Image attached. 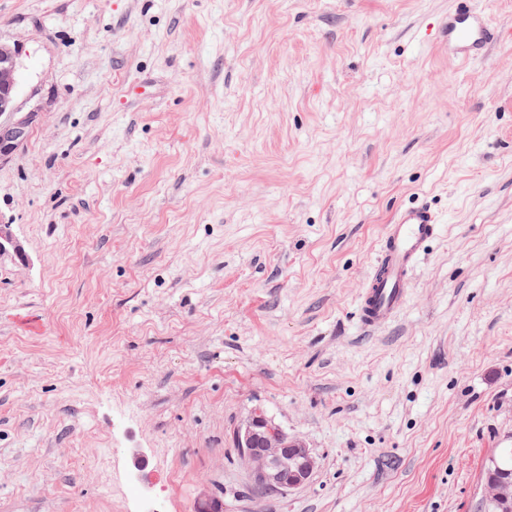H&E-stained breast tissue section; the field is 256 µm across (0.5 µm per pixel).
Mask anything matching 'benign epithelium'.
<instances>
[{
	"instance_id": "obj_1",
	"label": "benign epithelium",
	"mask_w": 512,
	"mask_h": 512,
	"mask_svg": "<svg viewBox=\"0 0 512 512\" xmlns=\"http://www.w3.org/2000/svg\"><path fill=\"white\" fill-rule=\"evenodd\" d=\"M17 51L0 43V162L11 158L26 141L36 111L18 112ZM13 251L24 257L14 240L10 225L0 223V255ZM235 447L250 469L252 480L268 492H286L306 485L317 467L312 449L291 437L261 409H254L234 431ZM482 500L512 512V480L503 477L499 458L491 455L485 464Z\"/></svg>"
}]
</instances>
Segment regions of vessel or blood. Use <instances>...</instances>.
Masks as SVG:
<instances>
[{"label": "vessel or blood", "mask_w": 512, "mask_h": 512, "mask_svg": "<svg viewBox=\"0 0 512 512\" xmlns=\"http://www.w3.org/2000/svg\"><path fill=\"white\" fill-rule=\"evenodd\" d=\"M457 2V8L438 25L440 42L454 60L486 59L494 32L485 14L471 8V0ZM440 232L439 216L427 203L396 209L384 227L376 260L358 298L361 328H380L406 304L411 275L428 243Z\"/></svg>", "instance_id": "vessel-or-blood-1"}]
</instances>
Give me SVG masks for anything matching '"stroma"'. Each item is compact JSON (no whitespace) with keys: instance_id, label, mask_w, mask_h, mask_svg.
Listing matches in <instances>:
<instances>
[{"instance_id":"stroma-1","label":"stroma","mask_w":512,"mask_h":512,"mask_svg":"<svg viewBox=\"0 0 512 512\" xmlns=\"http://www.w3.org/2000/svg\"><path fill=\"white\" fill-rule=\"evenodd\" d=\"M0 0L37 111L0 163V512H479L512 448V0ZM442 231L367 332L394 211ZM263 408L313 450L256 495ZM143 469H136L135 457ZM458 7L438 25V38L448 44V57L461 62L484 60L494 39L486 15L469 6L473 0H457ZM235 447L252 480L267 492H286L306 485L317 467L312 449L288 436L261 409H254L234 431Z\"/></svg>"}]
</instances>
